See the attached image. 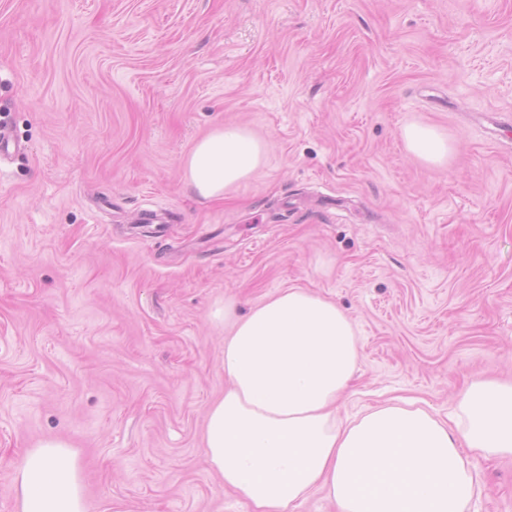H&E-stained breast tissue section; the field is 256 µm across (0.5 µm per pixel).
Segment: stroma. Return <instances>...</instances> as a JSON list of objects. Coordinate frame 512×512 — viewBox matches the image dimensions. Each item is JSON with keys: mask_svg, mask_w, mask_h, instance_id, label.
I'll list each match as a JSON object with an SVG mask.
<instances>
[{"mask_svg": "<svg viewBox=\"0 0 512 512\" xmlns=\"http://www.w3.org/2000/svg\"><path fill=\"white\" fill-rule=\"evenodd\" d=\"M2 120L0 512L48 438L87 512H245L201 447L228 297L346 311L343 418L512 379V0H0ZM229 124L268 164L205 201L183 159ZM481 475L479 512H512V456ZM402 138L407 150L427 164L441 166L447 164L452 151L448 137L437 129L412 123L402 130Z\"/></svg>", "mask_w": 512, "mask_h": 512, "instance_id": "stroma-1", "label": "stroma"}]
</instances>
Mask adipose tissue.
Segmentation results:
<instances>
[{"label":"adipose tissue","instance_id":"1","mask_svg":"<svg viewBox=\"0 0 512 512\" xmlns=\"http://www.w3.org/2000/svg\"><path fill=\"white\" fill-rule=\"evenodd\" d=\"M407 150L447 164L437 129L402 130ZM267 144L238 126L214 129L183 159L186 185L228 198L266 164ZM223 318V393L206 412L202 448L210 469L247 512H297L324 490L336 512H470L483 491L482 458L512 454V382L476 379L445 419L390 401L342 420L336 408L358 370L355 326L332 300L291 286ZM19 512H86L66 443L45 440L15 475Z\"/></svg>","mask_w":512,"mask_h":512}]
</instances>
